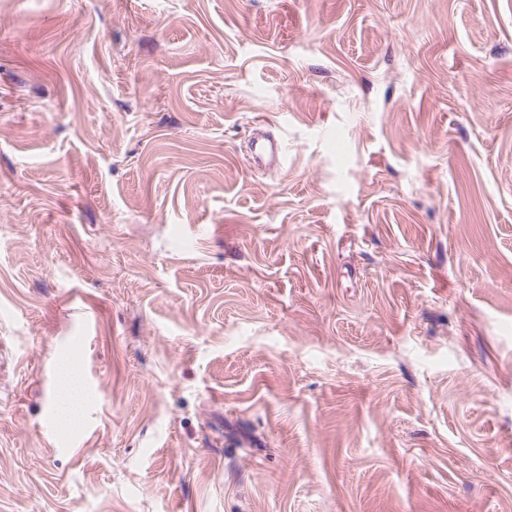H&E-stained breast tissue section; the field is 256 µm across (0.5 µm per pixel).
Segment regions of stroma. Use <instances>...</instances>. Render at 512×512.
<instances>
[{"mask_svg":"<svg viewBox=\"0 0 512 512\" xmlns=\"http://www.w3.org/2000/svg\"><path fill=\"white\" fill-rule=\"evenodd\" d=\"M0 512H512V0H0ZM249 152L252 160L258 164H269L275 161L282 163L287 158L281 141L259 134L250 137ZM63 396L65 401H61ZM57 399V416L62 425L72 431L77 429L83 416L85 389L82 373L76 364H68L59 377Z\"/></svg>","mask_w":512,"mask_h":512,"instance_id":"obj_1","label":"stroma"}]
</instances>
